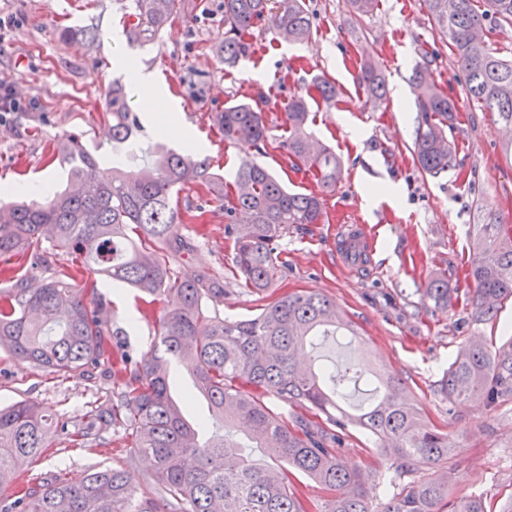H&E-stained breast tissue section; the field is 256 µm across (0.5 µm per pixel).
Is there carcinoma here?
<instances>
[{
  "mask_svg": "<svg viewBox=\"0 0 512 512\" xmlns=\"http://www.w3.org/2000/svg\"><path fill=\"white\" fill-rule=\"evenodd\" d=\"M428 20L448 41L465 72L467 97L512 128V58L500 56L477 32L490 23H512V0H423ZM377 0H346L353 15L371 14ZM188 9L187 0H131L130 38L152 40ZM260 21L290 43L313 35L306 0H224V62L234 63L248 47L246 36ZM433 57L422 50L411 80L418 112L413 155L419 168L435 177L454 157L448 130L457 104L429 73ZM374 105L387 97L386 81L372 60L358 77ZM112 122L109 167L82 142H64L53 156L68 166L64 188L40 203L0 201V261L12 260L8 286L0 287V349L59 377L82 376L105 366L117 391L95 401L87 422L70 433L86 447L91 432L120 428L133 448L153 466L150 492L137 495L125 470L112 467L71 479L58 472L39 482L19 483V471L52 445V424L37 403L0 406V512H440L446 484L412 481L374 509L362 491L363 477L343 469L337 456L348 428L376 437L393 460L396 477L445 461L448 434L427 423L406 394L400 378L384 368L349 366L355 380L372 386V399L357 412L341 404L346 393L336 372L299 366L316 336L355 335L332 300L306 292L280 296L245 320L208 315V305L224 301V280L203 268L181 277L174 263L192 250L180 232L197 205L178 198L188 185H202L224 208V234L230 242L233 275L264 293L282 277L280 241L292 226L325 223L322 192L343 177L336 153L314 150L306 126L308 102L301 94L288 103L287 160L295 172L311 173L320 192L289 190L263 165L247 161L236 172L233 190L215 191L209 158L164 145L151 151L150 173L135 164V132L125 84L112 82L107 96ZM226 140L243 138L267 153L269 119L262 95L211 113ZM69 253L78 267L50 277L37 274L51 265L42 240ZM476 284L467 318L470 325L493 322L512 300V225L489 212L475 225ZM87 271L146 297L165 295L169 306L159 318V343L135 360L122 349L120 331L109 327L106 305L96 285L76 288ZM437 306H448V277L437 275L425 288ZM186 365L196 393L207 400L211 422L187 417L190 400L178 401L175 365ZM436 391L456 408L479 401L488 408L512 400V340L485 341L460 348ZM302 409L276 416L266 399ZM263 448L268 459L244 447ZM317 482L330 497L321 504L305 499L294 474ZM451 512H512V501L495 505L482 495L460 499Z\"/></svg>",
  "mask_w": 512,
  "mask_h": 512,
  "instance_id": "1",
  "label": "carcinoma"
}]
</instances>
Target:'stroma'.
I'll list each match as a JSON object with an SVG mask.
<instances>
[{"mask_svg": "<svg viewBox=\"0 0 512 512\" xmlns=\"http://www.w3.org/2000/svg\"><path fill=\"white\" fill-rule=\"evenodd\" d=\"M193 13L176 18L153 43L141 46L128 37L129 0H0V86L20 103L16 113L0 115V185L22 186L28 197L46 187L66 184L64 167L50 161L57 143L81 139L104 164L112 162L109 124L103 118L113 80L125 78L132 61L158 75L170 106L193 131L225 184L242 161L257 160L275 174H286L289 189L317 190L313 176L286 173V112L290 97L325 76L336 84V99L309 103L308 131L314 141L333 149L343 178L324 197L327 220L290 229L281 242L287 268L267 295L246 288L231 271L224 238V210L207 201L201 216L183 225L194 243L175 269L186 276L200 267L224 278V301L216 311L228 320L256 315L267 298L312 292L334 300L357 329L353 336H326L307 350L314 367L344 370L360 363L388 369L401 378L422 417L448 433L454 453L425 467L421 478H445L444 507L472 495L496 501L512 499V401L490 409L472 404L451 409L434 391L459 347L479 336L505 342L512 337V302L495 322L467 324V298L474 284L468 274L473 257L470 232L492 210L512 224V156L503 150V132L493 113L468 101L465 76L445 43L431 27L421 0H378L372 16L351 17L345 0H307L313 39L286 43L265 25L254 28L246 58L222 60L224 0H196ZM95 25L98 38L77 44L64 39L63 27ZM433 53L432 76L458 103L449 135L456 161L436 177L418 169L409 150L417 127L409 78L419 49ZM377 60L389 94L375 106L358 82L360 64ZM264 92L274 120L275 146L258 155L244 141L224 140L208 115L225 105ZM363 224L373 238L367 268L349 267L334 241L339 226ZM445 274L457 297L440 309L425 295L433 276ZM96 286L121 343L140 358L155 343L157 319L166 297L143 303L135 290L115 292L110 282ZM114 388L98 367L80 377H56L0 351V404L36 402L52 421L54 446L24 471L37 482L57 469L71 477L107 467H124L131 485L144 490L150 463L134 453L123 431H112V444L79 452L68 447L63 425L84 422L91 402ZM349 469L368 474L365 493L373 506L385 501L384 481L391 461L380 443L350 430L340 450Z\"/></svg>", "mask_w": 512, "mask_h": 512, "instance_id": "obj_1", "label": "stroma"}]
</instances>
